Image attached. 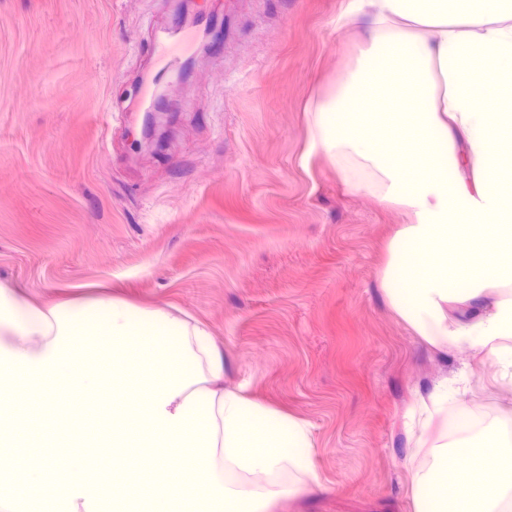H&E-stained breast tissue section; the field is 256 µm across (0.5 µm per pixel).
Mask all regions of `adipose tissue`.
<instances>
[{
  "label": "adipose tissue",
  "mask_w": 512,
  "mask_h": 512,
  "mask_svg": "<svg viewBox=\"0 0 512 512\" xmlns=\"http://www.w3.org/2000/svg\"><path fill=\"white\" fill-rule=\"evenodd\" d=\"M337 27L364 38L307 108L310 145L349 188L401 210L380 274L390 307L429 345L497 368L512 391V0H349ZM225 356L198 321L112 297L41 308L0 284V445L50 448V397L79 391L75 425L112 427L113 512H276L320 488L299 417L224 385ZM432 393L410 472L413 512H504L512 408L449 430ZM16 471L41 512L79 498L78 476ZM57 483L49 494L48 483Z\"/></svg>",
  "instance_id": "adipose-tissue-1"
}]
</instances>
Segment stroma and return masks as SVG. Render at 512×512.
<instances>
[{"mask_svg":"<svg viewBox=\"0 0 512 512\" xmlns=\"http://www.w3.org/2000/svg\"><path fill=\"white\" fill-rule=\"evenodd\" d=\"M347 0H0V283L38 305L108 283L207 327L228 388L307 421L323 488L278 512H413L409 412L448 388L476 415L463 351L423 342L380 287L397 209L311 150L304 109L344 68ZM189 43L186 76L157 44ZM171 124L142 153L144 78Z\"/></svg>","mask_w":512,"mask_h":512,"instance_id":"1","label":"stroma"}]
</instances>
